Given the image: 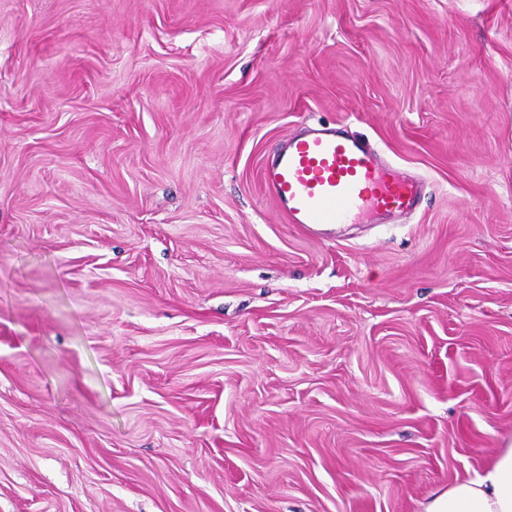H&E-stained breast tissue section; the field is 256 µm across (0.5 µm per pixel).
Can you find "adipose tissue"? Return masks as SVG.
I'll list each match as a JSON object with an SVG mask.
<instances>
[{
	"label": "adipose tissue",
	"mask_w": 512,
	"mask_h": 512,
	"mask_svg": "<svg viewBox=\"0 0 512 512\" xmlns=\"http://www.w3.org/2000/svg\"><path fill=\"white\" fill-rule=\"evenodd\" d=\"M424 512H512V440L497 448L485 474L455 481Z\"/></svg>",
	"instance_id": "obj_1"
}]
</instances>
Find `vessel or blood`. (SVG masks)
Here are the masks:
<instances>
[{
	"label": "vessel or blood",
	"mask_w": 512,
	"mask_h": 512,
	"mask_svg": "<svg viewBox=\"0 0 512 512\" xmlns=\"http://www.w3.org/2000/svg\"><path fill=\"white\" fill-rule=\"evenodd\" d=\"M262 183L288 222L309 232L365 210L402 214L418 201L409 174L384 162L367 139L329 126L289 137Z\"/></svg>",
	"instance_id": "obj_1"
}]
</instances>
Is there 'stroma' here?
Here are the masks:
<instances>
[{"instance_id":"35a3bbf8","label":"stroma","mask_w":512,"mask_h":512,"mask_svg":"<svg viewBox=\"0 0 512 512\" xmlns=\"http://www.w3.org/2000/svg\"><path fill=\"white\" fill-rule=\"evenodd\" d=\"M425 180L310 234L303 127ZM512 437V0H0V512H424Z\"/></svg>"}]
</instances>
